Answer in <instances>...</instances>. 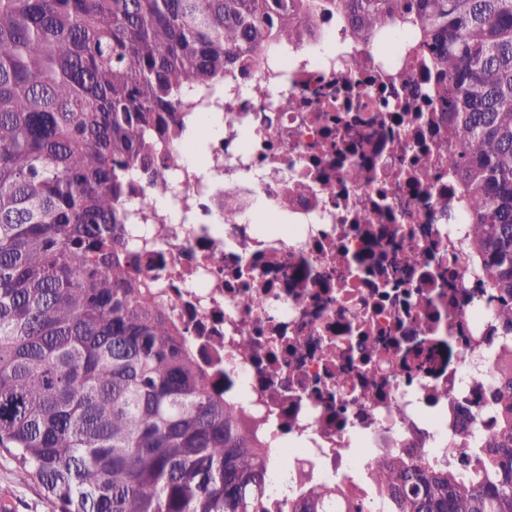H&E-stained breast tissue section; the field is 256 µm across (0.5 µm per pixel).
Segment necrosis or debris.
I'll use <instances>...</instances> for the list:
<instances>
[{
    "mask_svg": "<svg viewBox=\"0 0 512 512\" xmlns=\"http://www.w3.org/2000/svg\"><path fill=\"white\" fill-rule=\"evenodd\" d=\"M305 25L319 39L179 90L176 133L158 138L151 173L129 171L123 205L158 301L287 455L279 496L304 460L327 480L385 445L414 441L442 459L454 407L492 391L512 344L469 258L452 162L418 177L448 134L425 96L428 61L351 43L332 14ZM203 121L216 134L184 140Z\"/></svg>",
    "mask_w": 512,
    "mask_h": 512,
    "instance_id": "4bbe7bcc",
    "label": "necrosis or debris"
}]
</instances>
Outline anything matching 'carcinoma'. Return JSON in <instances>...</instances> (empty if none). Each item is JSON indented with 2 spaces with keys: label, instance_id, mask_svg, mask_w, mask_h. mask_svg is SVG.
<instances>
[{
  "label": "carcinoma",
  "instance_id": "obj_1",
  "mask_svg": "<svg viewBox=\"0 0 512 512\" xmlns=\"http://www.w3.org/2000/svg\"><path fill=\"white\" fill-rule=\"evenodd\" d=\"M335 11L357 44L408 30L441 75L473 261L512 336V0H0V448L55 512H512V350L494 426L448 458L377 455L364 478L268 489L276 458L130 254L127 171L175 94L299 42Z\"/></svg>",
  "mask_w": 512,
  "mask_h": 512
}]
</instances>
